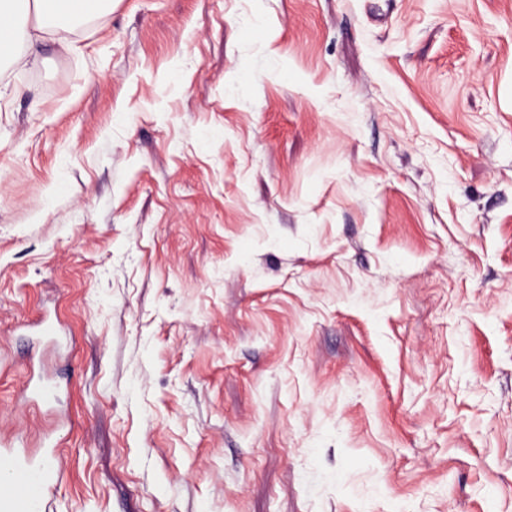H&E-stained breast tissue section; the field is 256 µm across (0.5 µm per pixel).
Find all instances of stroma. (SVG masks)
Listing matches in <instances>:
<instances>
[{
	"label": "stroma",
	"mask_w": 512,
	"mask_h": 512,
	"mask_svg": "<svg viewBox=\"0 0 512 512\" xmlns=\"http://www.w3.org/2000/svg\"><path fill=\"white\" fill-rule=\"evenodd\" d=\"M61 37L0 77V439L53 512H512V0Z\"/></svg>",
	"instance_id": "obj_1"
}]
</instances>
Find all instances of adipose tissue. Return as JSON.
<instances>
[{
	"label": "adipose tissue",
	"instance_id": "1",
	"mask_svg": "<svg viewBox=\"0 0 512 512\" xmlns=\"http://www.w3.org/2000/svg\"><path fill=\"white\" fill-rule=\"evenodd\" d=\"M106 0H0V64L19 66L20 43L35 44L44 35L97 17Z\"/></svg>",
	"mask_w": 512,
	"mask_h": 512
}]
</instances>
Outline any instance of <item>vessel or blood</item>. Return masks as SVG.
Wrapping results in <instances>:
<instances>
[{"label":"vessel or blood","instance_id":"obj_1","mask_svg":"<svg viewBox=\"0 0 512 512\" xmlns=\"http://www.w3.org/2000/svg\"><path fill=\"white\" fill-rule=\"evenodd\" d=\"M8 458L9 489L0 494V512H49L54 468L47 460L35 461L17 451Z\"/></svg>","mask_w":512,"mask_h":512}]
</instances>
